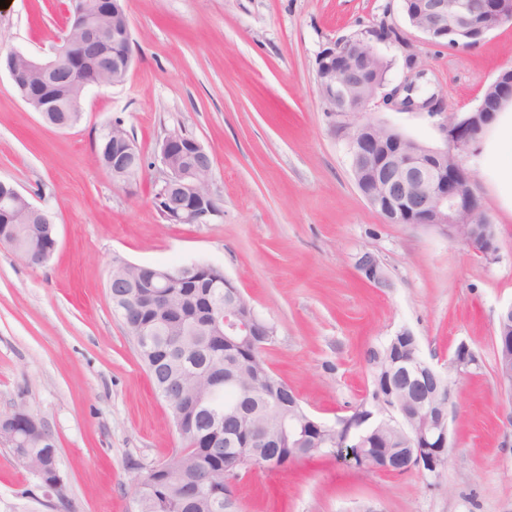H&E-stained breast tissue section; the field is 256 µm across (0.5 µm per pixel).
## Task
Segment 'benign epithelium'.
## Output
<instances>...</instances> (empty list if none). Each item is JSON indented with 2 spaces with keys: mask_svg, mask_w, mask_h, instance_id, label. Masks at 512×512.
<instances>
[{
  "mask_svg": "<svg viewBox=\"0 0 512 512\" xmlns=\"http://www.w3.org/2000/svg\"><path fill=\"white\" fill-rule=\"evenodd\" d=\"M403 15L411 28L429 43L452 46L478 44L488 29L477 24L479 15L490 9L493 0H400ZM105 7V0H70V8L62 45L55 58L44 61L24 51L13 49L7 59L19 58L21 68H8L12 81L24 82L22 100L34 111L70 112L72 102L53 93L60 83L61 71L56 57L65 54L70 70L81 68L84 63L83 47L87 43H104L109 32L90 22L93 12ZM392 42L401 54H416L412 44L402 38L396 40L380 32L365 31L343 38L323 49L316 58L315 89L326 105L333 132L345 140L347 153L356 186L369 206L387 224H424L434 226L453 238L461 240L475 254L487 260L496 259L495 228L484 209L477 191L475 174L466 168L461 156L468 153L494 124L499 111L512 102V70L502 71L489 85L494 95L484 97L471 112L454 114L440 123L444 147L430 148L407 136L394 126L374 119L370 111L385 108L394 112H426L439 116L445 111L442 100L432 95L421 102H413L407 92L417 86L425 76V69L417 64L402 66L401 80L392 85L387 80L375 79L377 66L383 59L376 43ZM27 70L38 74L40 83L32 87L25 82ZM112 140L116 144L112 159V180H125L127 172L136 171L138 158L132 140L118 133L112 126ZM204 152L197 141L187 147L177 133L168 135L160 147L165 158L172 153L193 156ZM160 191L170 192L178 199L176 221L187 224L200 223L199 207L195 200L200 196L198 177L192 168L175 170L164 167ZM25 200L16 188L0 196V223H14L17 202ZM355 266L369 282L379 286L387 275L376 255L361 252ZM217 266L209 263H190L174 268L153 267L121 263L111 275L108 290L112 301L121 298L123 289L133 286L141 289L140 304H156L168 297L167 289L176 282L191 288H206L208 292L224 295V307H215L214 323L224 330L228 339L244 336L272 337L274 328L261 320L252 307L241 310L240 293L225 275L215 276ZM462 358H452L458 375L480 366L479 360H470V346ZM238 386L235 375L224 377V384L214 383L207 397L194 401L189 407L195 411L207 408L209 397L223 386ZM416 464L370 466L374 472L406 473L413 470L433 475L438 457H422L416 449ZM43 499L40 505L59 509L64 499V483L42 484Z\"/></svg>",
  "mask_w": 512,
  "mask_h": 512,
  "instance_id": "1",
  "label": "benign epithelium"
}]
</instances>
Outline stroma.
I'll list each match as a JSON object with an SVG mask.
<instances>
[{
    "mask_svg": "<svg viewBox=\"0 0 512 512\" xmlns=\"http://www.w3.org/2000/svg\"><path fill=\"white\" fill-rule=\"evenodd\" d=\"M135 61L123 83L92 88L83 119L62 131L42 122L0 69V180L14 184L56 228L48 263L0 245V415L23 408L52 433L70 512H136L140 469L180 446L113 312V264L221 267L276 331L265 356L304 409L332 422L370 386L369 349L401 329L448 372L455 347L479 369L449 390L448 462L436 481L418 472L363 473L335 453L257 468L234 489L237 512H512V398L494 375L500 311L512 304V154L488 133L465 165L496 230L486 261L457 240L414 224H388L358 191L344 140L315 91L318 53L388 20L412 41L426 92L449 111L480 102L512 68V22L473 47L424 42L400 0H129ZM67 21L61 0H6L0 54L16 46L53 57ZM430 147L440 117L377 110ZM118 122L144 159L119 185L93 146ZM173 132L209 153L220 212L206 224H169L153 206L160 145ZM374 253L391 281L379 288L355 266ZM30 472L0 446V512L36 492Z\"/></svg>",
    "mask_w": 512,
    "mask_h": 512,
    "instance_id": "stroma-1",
    "label": "stroma"
}]
</instances>
